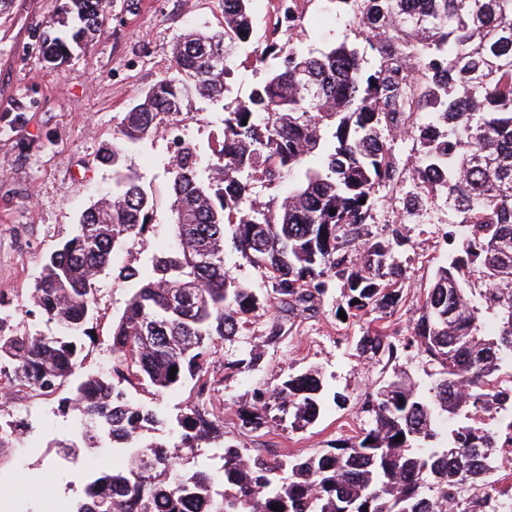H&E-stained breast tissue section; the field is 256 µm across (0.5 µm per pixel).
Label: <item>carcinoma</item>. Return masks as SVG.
<instances>
[{
	"mask_svg": "<svg viewBox=\"0 0 512 512\" xmlns=\"http://www.w3.org/2000/svg\"><path fill=\"white\" fill-rule=\"evenodd\" d=\"M294 2L277 0L260 57L281 63L247 98L224 107L220 163L202 180L195 145L176 155V243L151 256L149 271L120 272L130 298L112 323V369L71 383L91 338L96 283L119 245L149 229L155 205L136 176L116 168L112 193L43 261L29 297V314L56 323L59 335L0 334V389L45 397L67 390L60 407L96 430L90 444L104 433L131 456L87 482L73 512L82 503L98 512H273V504L278 512H512V489L494 477L512 448V413L485 419L512 403V373L502 379L512 366V0H333L362 28L371 64L345 42L316 54L291 43ZM221 3L224 33L181 37L174 73L123 113L120 145L103 148L100 163L117 165L121 147L150 137L191 98L223 101L230 54L250 42L254 27L252 0ZM107 6L64 0L61 11L79 22L75 45L100 31ZM69 53L62 39H44V61L60 65ZM422 112L429 121L419 124ZM400 129L419 147L420 194L448 203L459 228L447 233L448 262L423 294L413 332L397 338L368 329L353 345L375 364L425 359L430 384L421 389L405 369H393L360 405L370 426L312 455L276 460L226 445L214 471L177 464L172 446L221 447L223 421L204 406L212 386L206 366L215 343L241 335L257 312L273 306L288 321L314 317L333 278L343 281L337 310L348 321L384 320L399 309L401 236L373 238L367 224L378 189L403 184L390 140ZM284 179L280 207L254 198L256 184ZM228 240L270 292L230 275ZM467 269L488 283L479 306L463 287ZM485 310L498 316L487 333ZM264 354L252 348L224 370L252 372ZM189 382L197 402L175 417L178 442L145 438L165 418L132 402L128 388L146 386L161 398ZM330 401L347 397L308 370L254 388L236 415L249 431L271 419L299 430ZM444 412L457 421L450 430L436 423ZM23 432L22 424L0 426V458Z\"/></svg>",
	"mask_w": 512,
	"mask_h": 512,
	"instance_id": "1",
	"label": "carcinoma"
}]
</instances>
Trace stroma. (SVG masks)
<instances>
[{"label":"stroma","mask_w":512,"mask_h":512,"mask_svg":"<svg viewBox=\"0 0 512 512\" xmlns=\"http://www.w3.org/2000/svg\"><path fill=\"white\" fill-rule=\"evenodd\" d=\"M62 3L13 0L0 13V300L7 314L0 334L6 336L54 332V324L28 315L29 295L44 258L72 235L81 214L112 187L111 167L98 160L102 147L115 143L123 112L170 75L181 34L192 28L218 32L224 26L219 0H110L100 34L87 46L72 47L68 61L56 67L42 62L41 43L44 34L61 36L72 26V19L60 13ZM298 7L301 18L292 32L295 44L315 53L341 41L363 46L353 17L336 10L332 0H298ZM252 11L253 37L248 47L231 56L229 85L232 96L240 98L265 74L259 57L274 22L272 8L262 7L259 0H254ZM19 112L24 123L9 126V118ZM223 119L222 104L198 102L161 124L143 142L124 149L121 170L135 174L153 191L156 206L149 232L128 239L99 279L93 340L85 345L86 372H101L110 365L112 321L129 298L118 279L120 270L145 268L153 253L172 242L171 136L178 134L195 144L204 164L214 165L218 158L212 149L222 138ZM394 141L405 181L397 190L379 188L368 230L387 237L396 229L404 236L398 250L405 269L404 303L385 321L389 332L401 337L417 320V302L448 258L449 214L440 201L406 213L404 197L414 188L418 153L405 134H395ZM340 288V281L331 283L316 316L285 322L284 336L276 346L263 345L268 327L278 317L273 308L258 312L241 336L219 345L209 364L215 389L206 404L224 417L225 443L265 448L284 459L313 454L367 428L359 404L385 373L381 365L357 357L353 339L373 322L368 316L349 323L337 319ZM254 346L265 349L258 370L225 373L226 360ZM309 369L319 370L331 390L347 396V403L328 404L320 419L303 430L280 422L257 432L240 427L236 404L253 388ZM16 420L27 423L28 436L37 445L24 453L11 452L0 462V491H16L20 498L16 507L0 506V512H54L59 505L72 512L86 483L83 471L96 463L108 469L126 460L111 445L88 447L86 428L76 425L74 415L62 414L55 400L15 393L0 411V425ZM59 440L78 448V461L60 464L55 446Z\"/></svg>","instance_id":"stroma-1"}]
</instances>
